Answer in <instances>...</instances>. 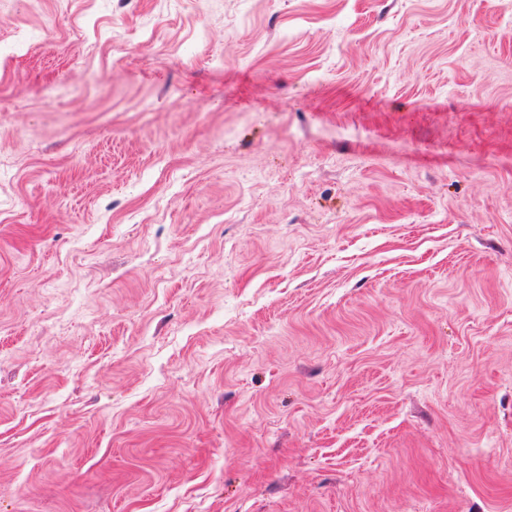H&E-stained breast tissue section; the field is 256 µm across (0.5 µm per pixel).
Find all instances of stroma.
Masks as SVG:
<instances>
[{
  "label": "stroma",
  "mask_w": 512,
  "mask_h": 512,
  "mask_svg": "<svg viewBox=\"0 0 512 512\" xmlns=\"http://www.w3.org/2000/svg\"><path fill=\"white\" fill-rule=\"evenodd\" d=\"M0 512H512V0H0Z\"/></svg>",
  "instance_id": "1"
}]
</instances>
